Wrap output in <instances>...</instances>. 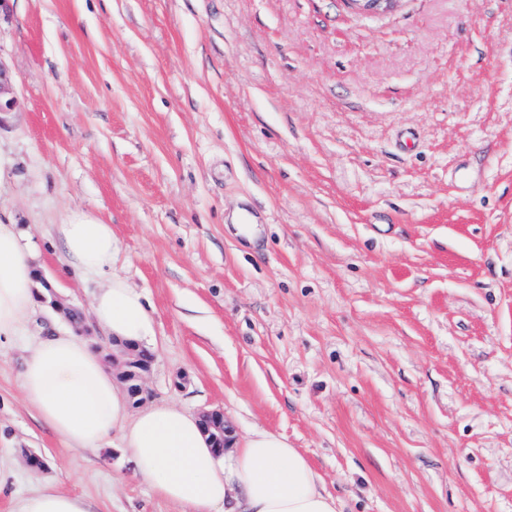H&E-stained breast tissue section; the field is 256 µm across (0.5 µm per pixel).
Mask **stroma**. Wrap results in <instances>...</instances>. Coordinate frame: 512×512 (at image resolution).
I'll use <instances>...</instances> for the list:
<instances>
[{
	"instance_id": "obj_1",
	"label": "stroma",
	"mask_w": 512,
	"mask_h": 512,
	"mask_svg": "<svg viewBox=\"0 0 512 512\" xmlns=\"http://www.w3.org/2000/svg\"><path fill=\"white\" fill-rule=\"evenodd\" d=\"M0 218L88 312L52 225L88 215L154 309L150 402L287 438L339 512H512V0H6ZM0 347V512L42 481L190 512L70 448Z\"/></svg>"
}]
</instances>
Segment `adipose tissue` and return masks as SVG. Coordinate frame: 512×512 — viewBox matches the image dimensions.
<instances>
[{"mask_svg":"<svg viewBox=\"0 0 512 512\" xmlns=\"http://www.w3.org/2000/svg\"><path fill=\"white\" fill-rule=\"evenodd\" d=\"M50 240L68 269L84 275L111 270L118 250L111 225L87 216L55 225ZM36 257L28 234L0 222V342L18 335L34 312ZM91 314L116 343L155 344L151 306L124 279L111 278L94 294ZM18 388L65 445L93 449L118 441L137 475L191 512H337L335 498L307 459L281 435L257 430L219 453L198 415L170 404L131 411L112 370L75 331L36 337ZM17 512L94 509L41 482L18 502Z\"/></svg>","mask_w":512,"mask_h":512,"instance_id":"1","label":"adipose tissue"}]
</instances>
